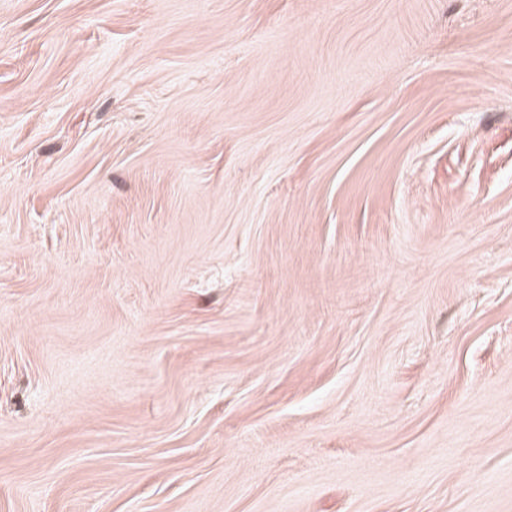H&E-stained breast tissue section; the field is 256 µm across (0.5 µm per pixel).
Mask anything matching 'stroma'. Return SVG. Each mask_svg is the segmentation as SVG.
I'll use <instances>...</instances> for the list:
<instances>
[{"label": "stroma", "instance_id": "35a3bbf8", "mask_svg": "<svg viewBox=\"0 0 512 512\" xmlns=\"http://www.w3.org/2000/svg\"><path fill=\"white\" fill-rule=\"evenodd\" d=\"M0 512H512V0H0Z\"/></svg>", "mask_w": 512, "mask_h": 512}]
</instances>
